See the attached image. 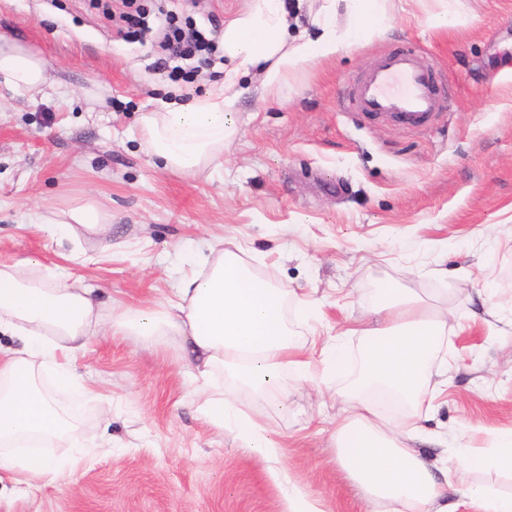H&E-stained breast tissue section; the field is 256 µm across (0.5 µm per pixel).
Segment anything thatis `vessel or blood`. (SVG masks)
<instances>
[{
	"label": "vessel or blood",
	"mask_w": 512,
	"mask_h": 512,
	"mask_svg": "<svg viewBox=\"0 0 512 512\" xmlns=\"http://www.w3.org/2000/svg\"><path fill=\"white\" fill-rule=\"evenodd\" d=\"M355 101L363 111L387 113L415 123L438 107L436 78L416 55L395 52L370 70L355 91Z\"/></svg>",
	"instance_id": "obj_1"
}]
</instances>
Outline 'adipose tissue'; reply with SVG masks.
Instances as JSON below:
<instances>
[{"mask_svg":"<svg viewBox=\"0 0 512 512\" xmlns=\"http://www.w3.org/2000/svg\"><path fill=\"white\" fill-rule=\"evenodd\" d=\"M389 0H318L316 37L292 31L284 0H251L247 12L227 21L222 33L224 56L231 67L224 82L203 95L161 102L144 115L142 130L149 150L165 168L191 177L224 157L236 135L231 109L240 72L260 68L261 88L280 85L316 59L335 57L344 48L384 31ZM0 82L29 97L51 84L43 58L32 49L0 36ZM36 223L106 231L107 215L86 202L70 203L54 216L37 215ZM34 259L0 265V334L14 337L15 348L0 353V472L21 483L61 473V466L38 453L40 440L72 431L79 404L59 407L37 385L41 372L57 383L76 387L73 355L93 329L110 320L138 335L179 336L196 370L205 399V419L229 427L264 461L277 458V442L265 424L238 408L241 387L263 396L279 389L286 374L312 379L296 331L290 329L288 294L256 276L233 250H222L208 271L183 278L162 310L122 312L103 309L93 289L80 280L62 279L48 288L29 274ZM374 313L378 326L361 329L368 342L362 370L346 392L347 415L337 429V460L363 490L368 512H512V493L468 482L469 472L496 469L512 473V430L490 433L480 447L453 448L456 469L428 462L413 446L416 426L388 433L371 397L381 390L415 406L432 375V360L445 342L448 318L420 301L399 299L381 288ZM229 382L219 395L209 394L216 371ZM457 504H450L448 489Z\"/></svg>","mask_w":512,"mask_h":512,"instance_id":"1","label":"adipose tissue"}]
</instances>
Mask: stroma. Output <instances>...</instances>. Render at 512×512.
Returning a JSON list of instances; mask_svg holds the SVG:
<instances>
[{
  "label": "stroma",
  "instance_id": "stroma-1",
  "mask_svg": "<svg viewBox=\"0 0 512 512\" xmlns=\"http://www.w3.org/2000/svg\"><path fill=\"white\" fill-rule=\"evenodd\" d=\"M150 30L119 33L122 0H0V34L39 52L52 85L28 99L0 86V263L37 259L35 282L79 248L67 271L101 300L158 306L195 258L236 239L250 268L321 310L305 351L343 338L350 364L315 380H282L287 396L244 388L239 407L280 441L278 460L321 512H365L336 458L341 394L358 376L381 284L447 312L448 371L418 426L423 456L512 430V0H459L465 22L430 28L425 0H390L391 28L319 59L270 91L238 76L239 132L224 163L188 179L148 151L142 118L171 90L204 93L223 62L175 82L155 67L165 13L204 35L249 0H136ZM414 50L436 66L442 111L418 124L343 109L380 55ZM106 92L90 101L93 83ZM99 205L112 232L70 241L31 218L71 199ZM499 319L488 322L487 309ZM87 391L70 443L86 452L58 479L7 483L0 512H287L266 463L199 411L182 339L147 340L113 325L73 361Z\"/></svg>",
  "mask_w": 512,
  "mask_h": 512
}]
</instances>
